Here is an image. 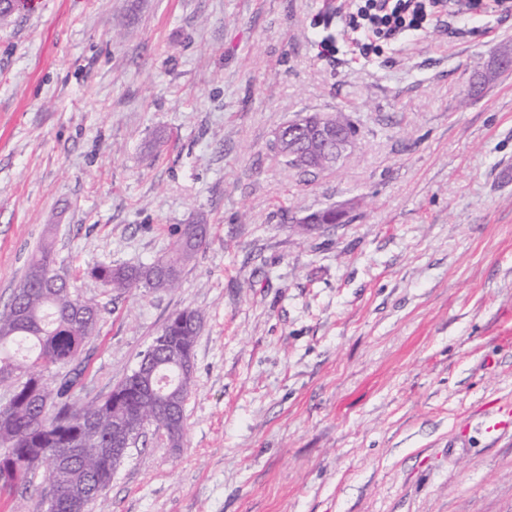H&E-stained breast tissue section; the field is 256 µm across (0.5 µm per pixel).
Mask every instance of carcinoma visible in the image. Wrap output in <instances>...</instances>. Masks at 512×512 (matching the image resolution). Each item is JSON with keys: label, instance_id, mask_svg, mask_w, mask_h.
<instances>
[{"label": "carcinoma", "instance_id": "obj_1", "mask_svg": "<svg viewBox=\"0 0 512 512\" xmlns=\"http://www.w3.org/2000/svg\"><path fill=\"white\" fill-rule=\"evenodd\" d=\"M189 225L179 230L176 251L148 265L100 264L91 275L107 291L125 293L144 288L168 290L177 285L181 264L191 260L203 242L188 236ZM50 243L30 257L19 288L10 303L0 308V388L10 390L0 408V495L28 482L38 468L45 480L62 490L65 506L57 512H89V505L112 481L119 462L112 461V440L122 423L136 425L154 417L153 425L166 432L172 447L180 446L185 409L193 375V348L202 317L192 309L172 314L160 337L140 362L153 364L152 383L128 375L115 388L117 399L79 403L73 399L76 380L50 388L42 371L74 361L98 325L99 305L74 295L67 281L55 272ZM69 449L64 466L56 449Z\"/></svg>", "mask_w": 512, "mask_h": 512}]
</instances>
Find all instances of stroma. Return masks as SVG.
<instances>
[{"mask_svg": "<svg viewBox=\"0 0 512 512\" xmlns=\"http://www.w3.org/2000/svg\"><path fill=\"white\" fill-rule=\"evenodd\" d=\"M327 0H27L0 25V306L28 257L98 301L55 385L104 401L167 318L202 313L181 447L147 428L89 512H512V16L352 50ZM344 112L350 154L276 131ZM343 223L297 231L310 213ZM177 288L104 292L173 254ZM202 225L204 239L196 241L188 236L191 224L179 230L176 251L170 257L159 258L148 265L129 266L123 264H100L91 270V275L106 291L119 293L144 288L148 291L175 288L179 280L181 264L190 261L202 248L209 232L204 218L197 221Z\"/></svg>", "mask_w": 512, "mask_h": 512, "instance_id": "1", "label": "stroma"}]
</instances>
